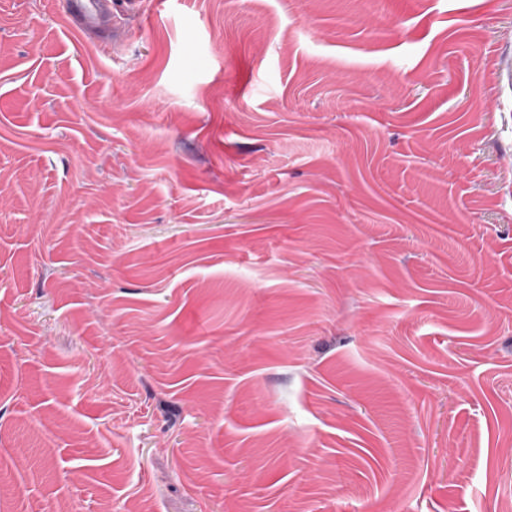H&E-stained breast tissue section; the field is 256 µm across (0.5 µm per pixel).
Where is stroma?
Returning <instances> with one entry per match:
<instances>
[{
    "label": "stroma",
    "mask_w": 512,
    "mask_h": 512,
    "mask_svg": "<svg viewBox=\"0 0 512 512\" xmlns=\"http://www.w3.org/2000/svg\"><path fill=\"white\" fill-rule=\"evenodd\" d=\"M512 0H0V512H502ZM112 0H67L68 14L80 19L83 32H95L103 28L112 15Z\"/></svg>",
    "instance_id": "35a3bbf8"
}]
</instances>
